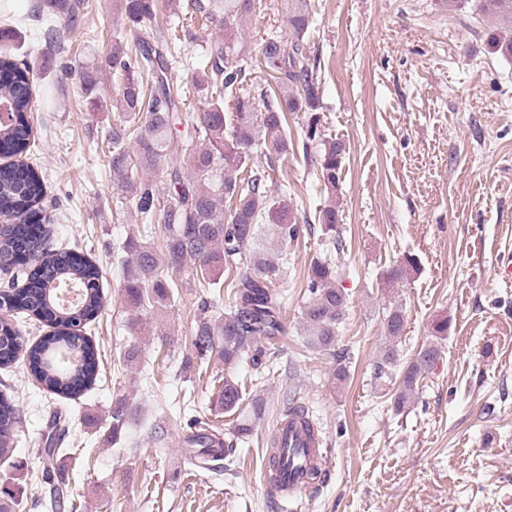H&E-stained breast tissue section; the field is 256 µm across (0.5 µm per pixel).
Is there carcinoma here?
I'll use <instances>...</instances> for the list:
<instances>
[{
    "label": "carcinoma",
    "instance_id": "1",
    "mask_svg": "<svg viewBox=\"0 0 512 512\" xmlns=\"http://www.w3.org/2000/svg\"><path fill=\"white\" fill-rule=\"evenodd\" d=\"M158 0H120V19L112 36L106 65L118 85L112 111L118 120L109 133L112 172L142 215L144 223H158L165 238L159 255L140 241L123 244L128 255L124 292L132 308L170 301L174 281L169 274L181 270L186 260L198 264L194 280L202 294L221 295L224 271L237 267L248 251L246 269L237 272L232 288L234 304L219 324L202 318L192 345L204 360L217 355L226 365L248 357L256 365L267 362L266 344L285 332L281 319V286L286 272L278 264L258 257L255 249L269 236L292 240L301 228L294 212L268 189L274 174L250 166L253 154L267 142L280 154L288 153L285 134L288 113H309L307 136L320 138V92L311 64L306 37L311 27L308 0H285L287 31L284 39L265 41V64L281 74L274 84L260 89L248 86L247 71L254 58L234 30L253 9V0H208L192 14L178 19L165 31L155 25ZM476 10L500 26L505 37L500 51L512 58V0H475ZM210 24L224 34L203 47L201 69L191 82L172 80V60L182 44L193 37L191 29ZM30 74L26 63L0 57V147L23 156L33 142L28 112L32 107ZM204 104L197 112L186 109L189 95ZM234 105L226 118L224 100ZM264 110L257 111V102ZM346 155L344 141L321 138L315 159L319 180L336 192ZM43 188L35 168L21 160L0 165V272L25 279V284L0 296V366L25 357L35 368L43 389L72 399L94 385L98 359L83 328L103 306L101 273L75 251L54 252L49 232L29 233V225L42 220L39 206ZM231 203L224 213V202ZM315 223L324 235L340 234L342 214L332 199L316 209ZM332 257L311 261L309 295L303 321L312 332V345L336 352L337 325L342 322L347 295L339 288ZM25 313L51 324L54 332L28 344L9 318ZM388 348L377 363L376 378L399 377L393 407L401 412L441 358V347L424 344L410 358L398 362V343L404 330L403 310L391 307L384 315ZM219 408L236 415L233 439L216 441V435L196 433L186 439L190 465L205 468L224 461L230 470L232 449L244 443L265 415L263 404L243 405L238 382L224 379ZM129 409L118 398L112 406V439L119 440ZM19 414L12 397L0 391V460L17 442Z\"/></svg>",
    "mask_w": 512,
    "mask_h": 512
}]
</instances>
